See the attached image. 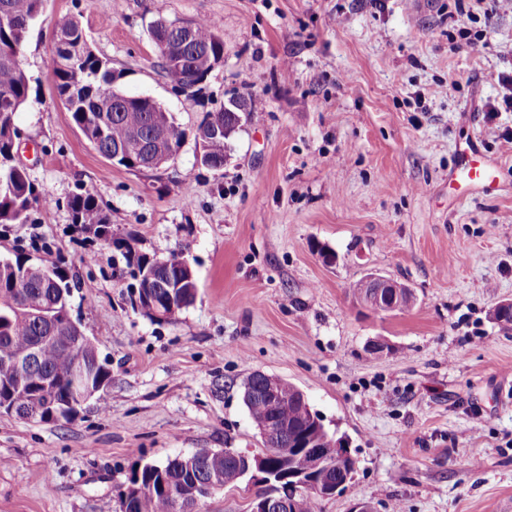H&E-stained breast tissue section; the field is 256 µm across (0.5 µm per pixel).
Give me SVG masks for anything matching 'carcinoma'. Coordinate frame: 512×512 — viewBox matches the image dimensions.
I'll return each instance as SVG.
<instances>
[{"instance_id":"1","label":"carcinoma","mask_w":512,"mask_h":512,"mask_svg":"<svg viewBox=\"0 0 512 512\" xmlns=\"http://www.w3.org/2000/svg\"><path fill=\"white\" fill-rule=\"evenodd\" d=\"M44 0H0V224H26L33 207L48 199L38 190L28 171L14 163L17 151V128L14 117L30 101V79L22 66V50L30 26L39 17ZM173 20H158L150 29L151 40L162 42L158 49L159 67L165 79L181 92L195 94L207 75L224 61V40L215 27L205 21L194 22L190 38L183 39ZM62 40L53 50L51 66L55 92L71 120L94 149L104 158L130 171L153 162L160 164L173 148L182 146L188 136L201 145L202 164L211 168L224 166V150L238 132L242 119L251 120L254 112L241 116L231 111V104L206 119L193 132L177 124L162 106L140 96H128L118 89L122 73L113 69L108 60L96 54L87 44L84 30L72 17L64 16L55 24ZM72 222L90 224L96 235L108 240V216L89 192L74 195L69 200ZM152 266L151 285L138 282L134 302L152 318L166 309L170 285L184 278L175 266H160L156 262L138 265ZM71 285L62 271L27 259L17 258L0 264V395L14 383V356L34 345H41L34 363L37 377H50L55 382L56 407L67 406L71 389L72 361L67 354L68 339L78 334L73 325L56 327L59 340L42 342L49 335L50 323L40 313L64 308L69 301ZM89 378L94 384L93 397L101 398L104 387L112 381L110 370L88 351ZM38 388H25L14 393L20 411L30 418L36 403L42 401ZM282 401L273 405L264 397L244 401L253 422L276 416L288 422V433L276 448L262 449L273 465L282 459L281 449H291L293 469L308 472L323 483L338 479L336 471L316 469L310 451L299 447L308 435V411L296 401V387L281 382ZM253 459L226 451L177 455L159 465H143L141 482L130 490L129 502L119 494L121 512H199L200 504L186 502L176 507V496L195 483L202 485L211 476L224 478V485L234 487L239 475ZM319 497L308 490L296 493V512H314Z\"/></svg>"}]
</instances>
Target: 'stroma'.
<instances>
[{
    "mask_svg": "<svg viewBox=\"0 0 512 512\" xmlns=\"http://www.w3.org/2000/svg\"><path fill=\"white\" fill-rule=\"evenodd\" d=\"M61 16L122 71L123 93L185 128L250 95L257 117L223 167L202 166L191 139L157 171L95 151L56 100ZM161 18H206L224 39L195 95L156 65ZM23 65L19 158L51 203L0 225V259L62 268L70 315L112 382L69 422L0 414V512H120L140 465L260 452L242 401L254 371L301 389L356 460L349 488L315 512H512V332L493 318L512 300V111L498 95L512 0H44ZM473 140L499 164L495 197L448 184ZM81 192L110 240L72 224ZM175 253L196 299L157 320L132 304L137 263ZM373 273L409 288L410 304L365 305L356 290Z\"/></svg>",
    "mask_w": 512,
    "mask_h": 512,
    "instance_id": "obj_1",
    "label": "stroma"
}]
</instances>
